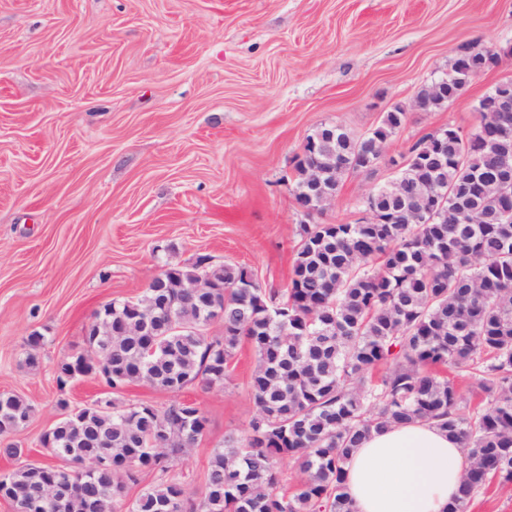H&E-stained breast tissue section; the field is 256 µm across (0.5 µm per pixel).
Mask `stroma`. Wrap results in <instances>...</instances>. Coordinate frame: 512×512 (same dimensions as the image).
<instances>
[{
	"instance_id": "obj_1",
	"label": "stroma",
	"mask_w": 512,
	"mask_h": 512,
	"mask_svg": "<svg viewBox=\"0 0 512 512\" xmlns=\"http://www.w3.org/2000/svg\"><path fill=\"white\" fill-rule=\"evenodd\" d=\"M464 46L505 56L452 104L418 111L417 91ZM510 77L512 0H0V393L34 408L0 473L49 462L40 439L60 399L107 392L204 413L175 466L199 497L214 450L256 415L248 342L223 384L177 392H111L93 376L61 388L58 362L87 353L96 312L139 296L167 262L206 255L284 290L301 225L356 222L393 160L438 128L471 129ZM396 104L407 119L388 160L307 216L294 192L307 137L324 124L364 135Z\"/></svg>"
}]
</instances>
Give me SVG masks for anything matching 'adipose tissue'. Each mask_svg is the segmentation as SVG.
<instances>
[{
    "label": "adipose tissue",
    "instance_id": "ef3b65f1",
    "mask_svg": "<svg viewBox=\"0 0 512 512\" xmlns=\"http://www.w3.org/2000/svg\"><path fill=\"white\" fill-rule=\"evenodd\" d=\"M465 454L458 440L428 422L370 432L344 467L352 512H448Z\"/></svg>",
    "mask_w": 512,
    "mask_h": 512
}]
</instances>
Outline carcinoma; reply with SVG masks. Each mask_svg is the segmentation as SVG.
<instances>
[{"label":"carcinoma","instance_id":"cac0c4a2","mask_svg":"<svg viewBox=\"0 0 512 512\" xmlns=\"http://www.w3.org/2000/svg\"><path fill=\"white\" fill-rule=\"evenodd\" d=\"M448 98L421 88L417 99L430 111L458 98L473 80L474 56L461 53L448 67ZM407 113L396 106L380 124L355 137L336 128V160L313 156L308 146L295 158L297 201L305 198L309 168L321 184L339 189L362 172L372 142L390 140ZM512 158V112H481L470 130L441 127L415 142L394 176L414 191L428 190L431 167L442 162L445 187L434 188L433 215L410 224L387 182L374 190L376 224H303L290 282L282 292L245 280L244 267L214 265L201 255L191 264L161 271L166 287L135 299L114 300L95 318L112 321V335L88 328L95 353L64 359L73 367L56 377L59 387L89 373L113 389L144 382L176 392L196 381L222 384L235 350L251 344L257 364L249 382L257 414L243 439L225 440L210 460L198 499L173 461L203 436L207 419L183 402L102 408L58 403L59 426L49 443L51 462L26 465L0 478L20 493L14 512L37 501L39 512H120L130 484L156 472L160 483L142 492L125 512H351L343 465L372 430L415 420L434 422L465 448L468 466L451 512L492 479L512 481V184L500 178ZM463 195L464 223L448 200ZM206 277L218 285L210 300L189 285ZM215 305L224 335L208 338L205 316ZM449 366L477 382L482 403L461 411L456 385L436 368ZM32 406L0 394V423L27 427ZM108 446L112 465L68 478V463L99 456ZM298 463L302 478L292 496L277 492V460ZM78 488V498H50V484Z\"/></svg>","mask_w":512,"mask_h":512}]
</instances>
